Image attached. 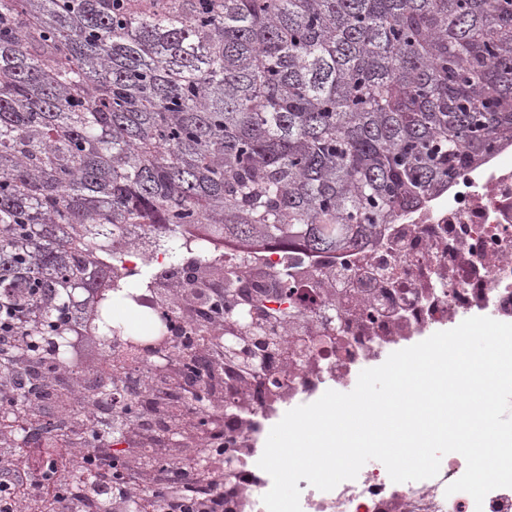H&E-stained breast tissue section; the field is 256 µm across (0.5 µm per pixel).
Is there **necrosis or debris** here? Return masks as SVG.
<instances>
[{
    "label": "necrosis or debris",
    "mask_w": 512,
    "mask_h": 512,
    "mask_svg": "<svg viewBox=\"0 0 512 512\" xmlns=\"http://www.w3.org/2000/svg\"><path fill=\"white\" fill-rule=\"evenodd\" d=\"M127 237L124 266L153 271L132 304L140 317L136 333L152 335L164 321L171 337L156 358L127 341L114 342L98 364L103 378L118 371L151 373L160 357L175 363L178 337L223 335V325H201L191 314L207 307L209 290L193 274L204 261L229 270L245 267L255 285L287 273L288 314L279 332L285 349H294L300 336L307 339L306 349L297 363L280 365L275 395L251 403L226 429L236 440L239 466L224 479L222 510L266 512L262 498L272 479L257 462L270 429L287 411L330 389L347 392L362 370L467 318L512 323V142L498 140L477 165L381 225L361 250L246 246L194 229L183 232L181 259L174 263L167 235L136 226ZM465 469L464 457L449 453L436 477L420 481L392 482L378 461L327 492L302 479L301 512H512V488L492 490L479 505L467 493L446 494Z\"/></svg>",
    "instance_id": "1"
}]
</instances>
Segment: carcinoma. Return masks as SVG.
Listing matches in <instances>:
<instances>
[{
  "instance_id": "cac0c4a2",
  "label": "carcinoma",
  "mask_w": 512,
  "mask_h": 512,
  "mask_svg": "<svg viewBox=\"0 0 512 512\" xmlns=\"http://www.w3.org/2000/svg\"><path fill=\"white\" fill-rule=\"evenodd\" d=\"M512 138V0H0L4 387L146 286L131 225L359 247ZM270 336L276 324H225ZM223 366L245 358L216 344ZM143 401L93 429L126 436Z\"/></svg>"
}]
</instances>
